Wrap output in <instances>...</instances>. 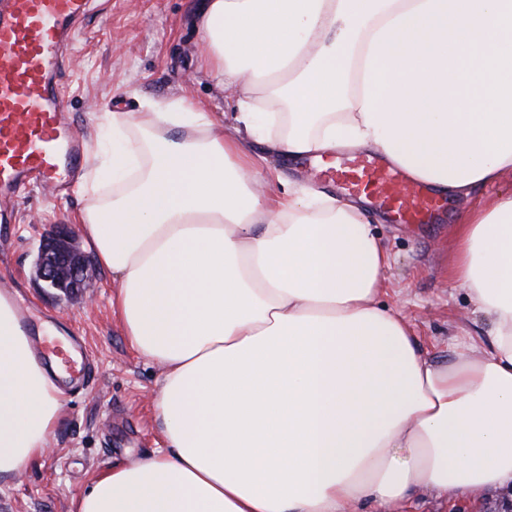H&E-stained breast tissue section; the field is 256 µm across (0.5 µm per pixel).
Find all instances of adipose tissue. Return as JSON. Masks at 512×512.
Returning <instances> with one entry per match:
<instances>
[{
    "mask_svg": "<svg viewBox=\"0 0 512 512\" xmlns=\"http://www.w3.org/2000/svg\"><path fill=\"white\" fill-rule=\"evenodd\" d=\"M186 96L112 115L76 222L118 283L130 347L162 368L165 448L101 471L71 512H379L512 489V193L465 216L452 278L487 324L449 364L384 306L390 253L358 204L270 155L367 149L469 196L512 173V0H206ZM58 379L0 294V480L49 451Z\"/></svg>",
    "mask_w": 512,
    "mask_h": 512,
    "instance_id": "ef3b65f1",
    "label": "adipose tissue"
}]
</instances>
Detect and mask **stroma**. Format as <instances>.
I'll use <instances>...</instances> for the list:
<instances>
[{
  "label": "stroma",
  "instance_id": "1",
  "mask_svg": "<svg viewBox=\"0 0 512 512\" xmlns=\"http://www.w3.org/2000/svg\"><path fill=\"white\" fill-rule=\"evenodd\" d=\"M203 4L93 0L67 52L69 120L88 147H95L112 109L137 112L146 99L164 103L186 94L198 108L234 123L236 99L198 69L201 35L195 16ZM267 162L290 183L345 195L334 183L335 172L320 160L302 163L272 155ZM511 192L512 176H503L469 197L447 200L433 224H395L382 209H367L393 257L382 299L409 320L421 348L435 361L447 362L464 348L478 352L486 345L485 323L449 276L456 229L466 211ZM81 206L77 193L62 197L52 187H37L16 202L17 223L0 226V290L15 291L32 323L49 338L64 346L79 342L94 368L91 382L66 386L51 451L17 479L0 481V512H70L73 497L97 473L149 456L163 445L152 410L161 370L130 348L112 315V275L99 266L92 246L78 242L88 268L78 291L58 299L37 285L41 240L55 225H73ZM510 499V491L446 501L421 496L415 506L417 512H498Z\"/></svg>",
  "mask_w": 512,
  "mask_h": 512
}]
</instances>
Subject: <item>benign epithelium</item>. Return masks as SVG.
Returning a JSON list of instances; mask_svg holds the SVG:
<instances>
[{
	"instance_id": "1",
	"label": "benign epithelium",
	"mask_w": 512,
	"mask_h": 512,
	"mask_svg": "<svg viewBox=\"0 0 512 512\" xmlns=\"http://www.w3.org/2000/svg\"><path fill=\"white\" fill-rule=\"evenodd\" d=\"M35 274L40 287L57 289L65 295L81 286L86 276V263L67 226H56L43 239L39 246Z\"/></svg>"
}]
</instances>
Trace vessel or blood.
I'll return each mask as SVG.
<instances>
[{
	"label": "vessel or blood",
	"instance_id": "obj_1",
	"mask_svg": "<svg viewBox=\"0 0 512 512\" xmlns=\"http://www.w3.org/2000/svg\"><path fill=\"white\" fill-rule=\"evenodd\" d=\"M90 0H0V223L3 203L41 185H60L83 165L85 149L68 118L65 50ZM349 194L383 207L403 224L432 223L444 201L407 187L402 171L373 157L337 162Z\"/></svg>",
	"mask_w": 512,
	"mask_h": 512
}]
</instances>
